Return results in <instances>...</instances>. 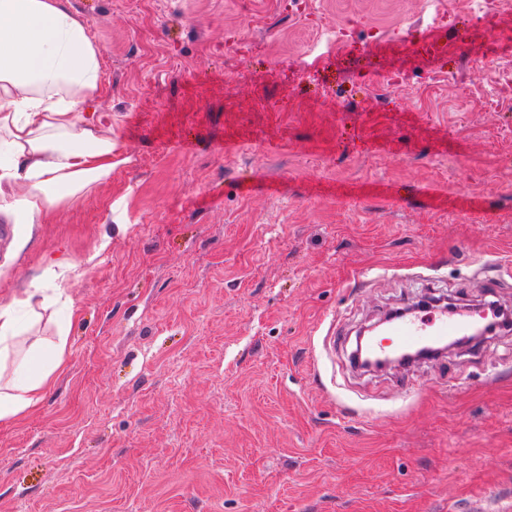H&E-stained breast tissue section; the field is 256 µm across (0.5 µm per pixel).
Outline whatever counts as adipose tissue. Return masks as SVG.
I'll return each mask as SVG.
<instances>
[{"instance_id":"1","label":"adipose tissue","mask_w":512,"mask_h":512,"mask_svg":"<svg viewBox=\"0 0 512 512\" xmlns=\"http://www.w3.org/2000/svg\"><path fill=\"white\" fill-rule=\"evenodd\" d=\"M101 50L70 0H0V221L24 245L35 225L112 174L109 117L98 108ZM79 262L64 257L0 303V421L34 409L63 365L72 299L63 285ZM55 341L31 333L42 321ZM28 340L26 368L9 350Z\"/></svg>"}]
</instances>
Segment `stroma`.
I'll return each mask as SVG.
<instances>
[{"label": "stroma", "mask_w": 512, "mask_h": 512, "mask_svg": "<svg viewBox=\"0 0 512 512\" xmlns=\"http://www.w3.org/2000/svg\"><path fill=\"white\" fill-rule=\"evenodd\" d=\"M71 0L102 53L111 177L40 224L67 288L64 366L0 422V512H469L512 499V332L363 373L360 327L423 294L512 307L504 56L467 0L420 71L428 0ZM410 71L377 91L367 74Z\"/></svg>", "instance_id": "35a3bbf8"}]
</instances>
